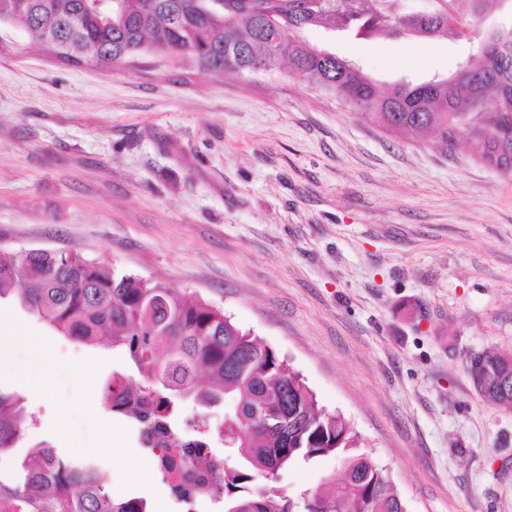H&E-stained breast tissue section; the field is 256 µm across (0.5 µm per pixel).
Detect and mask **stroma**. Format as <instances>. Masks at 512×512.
Returning <instances> with one entry per match:
<instances>
[{
	"label": "stroma",
	"instance_id": "35a3bbf8",
	"mask_svg": "<svg viewBox=\"0 0 512 512\" xmlns=\"http://www.w3.org/2000/svg\"><path fill=\"white\" fill-rule=\"evenodd\" d=\"M504 15L488 6L428 41L305 37L384 90L452 75ZM0 246L77 252L220 310L349 421L407 512H512V408L466 372L472 353H512V172L467 132L445 148L386 131L285 68L246 82L154 53L68 66L4 26ZM0 311L51 343L0 355V390L35 416L19 457L46 440L101 462L113 495L149 512H224L179 498L104 404V382L136 372L125 349L78 342L16 303ZM341 474L322 456L276 484L297 497Z\"/></svg>",
	"mask_w": 512,
	"mask_h": 512
}]
</instances>
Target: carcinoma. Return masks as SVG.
<instances>
[{
	"label": "carcinoma",
	"mask_w": 512,
	"mask_h": 512,
	"mask_svg": "<svg viewBox=\"0 0 512 512\" xmlns=\"http://www.w3.org/2000/svg\"><path fill=\"white\" fill-rule=\"evenodd\" d=\"M388 0H127L124 13L98 20L93 0H27L25 26L57 54L102 65L140 53L188 56L201 69L251 80L264 62L268 37L279 34L290 71L318 85L385 130L436 131L448 145L462 126L482 144L480 158L512 169V26L497 47L482 49L459 71L413 84L400 81L384 94L352 62L327 60L304 37L312 27L347 29L357 36L410 30L427 40L453 29L439 0L438 17L387 11ZM494 98L489 111L485 101ZM33 307L55 331L83 343L107 339L124 348L140 379L114 375L103 388L111 410L149 435L179 430V400L210 406L231 397L222 437L231 452L215 498L235 512H407L382 470L357 452L360 435L339 413L318 406L299 372L261 339L242 330L195 296L161 282L143 283L79 254L42 256L30 249L0 255V300ZM480 358L479 395L512 402L502 379L512 361L495 349ZM31 419L20 399L0 390V458L22 439ZM334 455L344 475L329 491L299 499L274 485L292 461ZM0 512H147L139 498L116 499L103 467L45 445L35 458L0 475Z\"/></svg>",
	"instance_id": "carcinoma-1"
}]
</instances>
